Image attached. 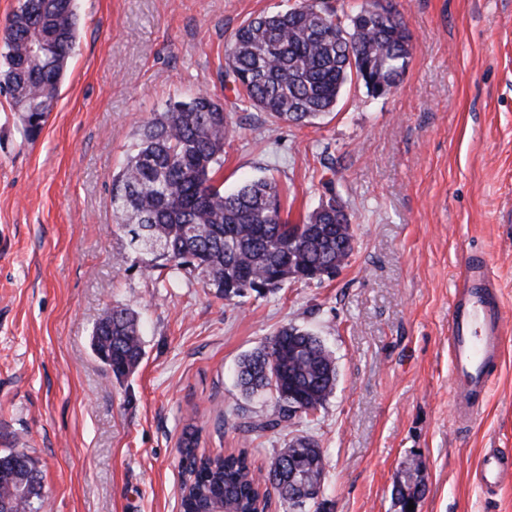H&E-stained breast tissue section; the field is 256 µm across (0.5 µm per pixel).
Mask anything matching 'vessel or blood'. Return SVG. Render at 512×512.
Instances as JSON below:
<instances>
[{
	"label": "vessel or blood",
	"mask_w": 512,
	"mask_h": 512,
	"mask_svg": "<svg viewBox=\"0 0 512 512\" xmlns=\"http://www.w3.org/2000/svg\"><path fill=\"white\" fill-rule=\"evenodd\" d=\"M494 286L486 258H469L448 318V343L456 375L452 405L457 417L466 423L482 415L480 399L488 390L490 370L500 356L505 334L506 319ZM477 479L489 488L512 482V458L497 450L485 454Z\"/></svg>",
	"instance_id": "b4317fda"
}]
</instances>
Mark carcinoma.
I'll return each instance as SVG.
<instances>
[{
  "instance_id": "obj_1",
  "label": "carcinoma",
  "mask_w": 512,
  "mask_h": 512,
  "mask_svg": "<svg viewBox=\"0 0 512 512\" xmlns=\"http://www.w3.org/2000/svg\"><path fill=\"white\" fill-rule=\"evenodd\" d=\"M75 2L17 0L0 33V93L10 99L28 140L39 136L58 98L77 40ZM47 41L53 46L48 54L42 50ZM409 55V33L390 8L360 4L339 16L312 3L245 20L225 56L224 81L233 84L237 103L276 122L306 125L332 111L355 79L372 93H390ZM228 133L224 106L203 90L169 102L138 130L112 176L113 219L138 259L195 273L228 301L336 274L355 243L344 206L332 195L304 223L291 224L281 215L273 177L224 192L217 175ZM91 346L113 378L129 375L144 355L137 313L112 306L94 327ZM237 380L247 395H272V417L257 424L265 430L323 408L335 389L336 368L318 337L288 326L242 358ZM198 442L197 429L185 432L181 512L209 506L265 512L271 494L293 505L295 493L322 482L324 452L306 437L290 439L276 457L281 469L259 478L247 452L206 456ZM394 491L403 505L422 487L408 478ZM0 501L8 512H39L43 493L34 457L24 451L0 456Z\"/></svg>"
}]
</instances>
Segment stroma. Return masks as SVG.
Returning <instances> with one entry per match:
<instances>
[{"label":"stroma","mask_w":512,"mask_h":512,"mask_svg":"<svg viewBox=\"0 0 512 512\" xmlns=\"http://www.w3.org/2000/svg\"><path fill=\"white\" fill-rule=\"evenodd\" d=\"M299 0H77L76 46L43 131L28 142L0 94V455L38 459L42 512H180V443L247 451L267 470L286 441L325 453L319 510L400 512L418 463L417 512H512V483L483 488L486 449H512V322L482 418L455 417L448 318L465 256L490 260L512 319V0H389L410 37L398 87L346 86L305 126L237 107L225 191L274 176L299 224L328 196L355 249L334 278L263 297H216L196 274L137 262L112 221V174L171 98L219 102L247 18ZM136 310L144 357L112 378L92 331ZM320 337L336 388L314 416L257 430L269 395L245 397L240 359L281 327Z\"/></svg>","instance_id":"35a3bbf8"}]
</instances>
